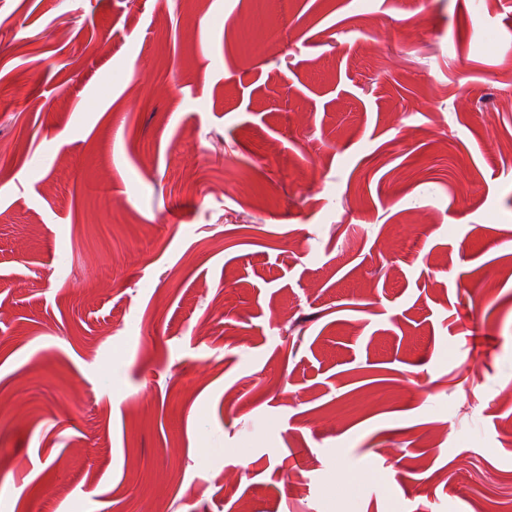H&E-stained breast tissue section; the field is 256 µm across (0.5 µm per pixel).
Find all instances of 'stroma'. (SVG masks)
Wrapping results in <instances>:
<instances>
[{
	"instance_id": "stroma-1",
	"label": "stroma",
	"mask_w": 512,
	"mask_h": 512,
	"mask_svg": "<svg viewBox=\"0 0 512 512\" xmlns=\"http://www.w3.org/2000/svg\"><path fill=\"white\" fill-rule=\"evenodd\" d=\"M511 142L512 0H0V512L512 502Z\"/></svg>"
}]
</instances>
